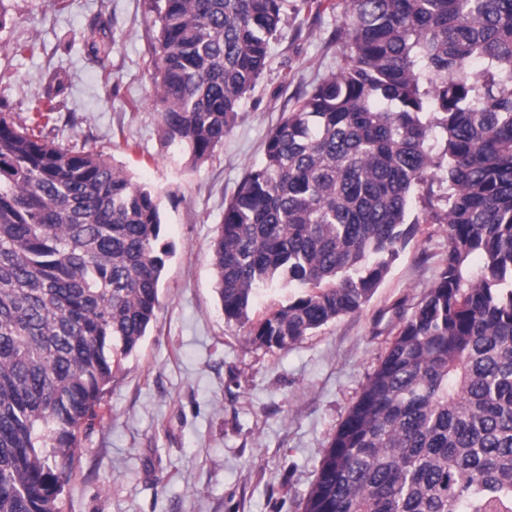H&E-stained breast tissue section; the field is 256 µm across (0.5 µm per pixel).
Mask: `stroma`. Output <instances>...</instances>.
Segmentation results:
<instances>
[{
	"label": "stroma",
	"mask_w": 512,
	"mask_h": 512,
	"mask_svg": "<svg viewBox=\"0 0 512 512\" xmlns=\"http://www.w3.org/2000/svg\"><path fill=\"white\" fill-rule=\"evenodd\" d=\"M268 65L212 157L191 167L164 148L150 81L146 0H8L0 30V100L29 123L53 75L66 89L51 138L133 173L161 197L172 253L147 336L107 387L59 497L61 512H301L320 460L377 367L398 318L441 270L440 225L412 236L358 313L285 349L248 342L224 320L211 245L224 206L263 157L269 131L296 96L342 62L332 0H293ZM109 22L108 55L85 43L89 21ZM35 44L34 53L16 54Z\"/></svg>",
	"instance_id": "35a3bbf8"
}]
</instances>
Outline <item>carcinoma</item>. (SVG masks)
I'll return each instance as SVG.
<instances>
[{"label":"carcinoma","instance_id":"obj_1","mask_svg":"<svg viewBox=\"0 0 512 512\" xmlns=\"http://www.w3.org/2000/svg\"><path fill=\"white\" fill-rule=\"evenodd\" d=\"M289 0H148L163 146L206 162ZM343 65L282 113L212 244L225 321L285 349L357 313L421 224L439 279L399 321L302 512H512V0H342ZM0 101V512H58L82 428L160 308L150 187ZM428 192L412 215L415 190ZM481 256L473 275L468 261ZM305 292L264 318L254 296Z\"/></svg>","mask_w":512,"mask_h":512}]
</instances>
